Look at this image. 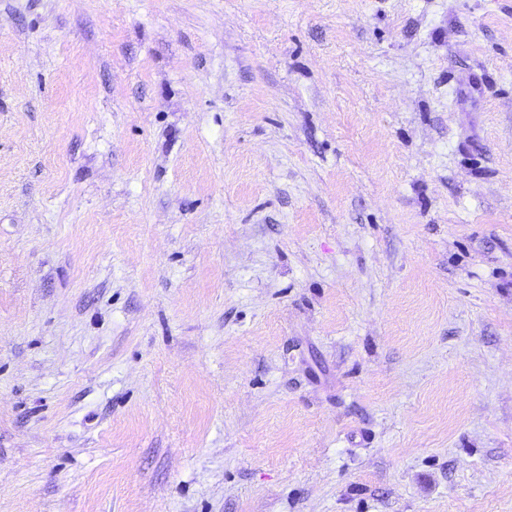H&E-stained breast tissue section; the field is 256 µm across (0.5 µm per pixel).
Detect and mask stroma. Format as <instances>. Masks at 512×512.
Here are the masks:
<instances>
[{
	"instance_id": "stroma-1",
	"label": "stroma",
	"mask_w": 512,
	"mask_h": 512,
	"mask_svg": "<svg viewBox=\"0 0 512 512\" xmlns=\"http://www.w3.org/2000/svg\"><path fill=\"white\" fill-rule=\"evenodd\" d=\"M0 512H512V0H0Z\"/></svg>"
}]
</instances>
